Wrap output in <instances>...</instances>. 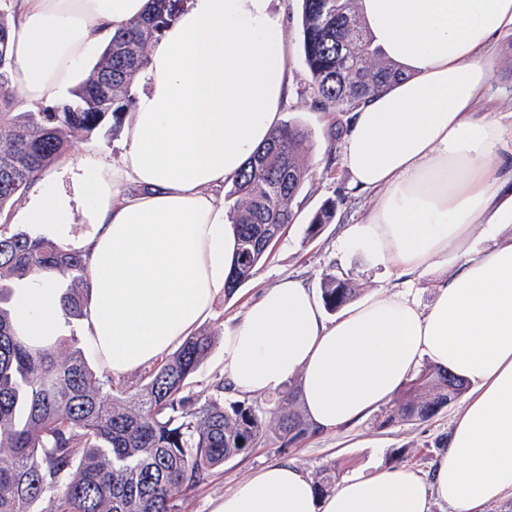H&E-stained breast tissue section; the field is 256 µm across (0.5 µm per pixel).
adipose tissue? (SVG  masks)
Returning a JSON list of instances; mask_svg holds the SVG:
<instances>
[{
  "mask_svg": "<svg viewBox=\"0 0 512 512\" xmlns=\"http://www.w3.org/2000/svg\"><path fill=\"white\" fill-rule=\"evenodd\" d=\"M12 83L27 105L51 103L148 0H15ZM359 13L401 78L352 113L342 159L371 207L344 246L417 281L453 272L433 302L378 290L327 319L288 278L224 325L233 392L263 396L300 378L307 419L329 431L388 402L421 359L471 385L430 481L407 468L352 476L316 494L298 464H266L213 512H453L512 492V175L492 162L498 117L480 111L512 0H360ZM285 16L274 0H191L150 48L119 161L79 163L39 180L19 215L80 252L89 272L84 333L112 376L162 358L208 317L235 260L217 191L277 129L287 97ZM141 186L129 193L128 184ZM484 225L490 245L471 240ZM59 291L41 277L17 291L18 332L40 346L62 333Z\"/></svg>",
  "mask_w": 512,
  "mask_h": 512,
  "instance_id": "adipose-tissue-1",
  "label": "adipose tissue"
}]
</instances>
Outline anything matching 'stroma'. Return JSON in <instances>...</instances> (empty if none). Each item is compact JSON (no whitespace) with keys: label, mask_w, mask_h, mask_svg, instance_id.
<instances>
[{"label":"stroma","mask_w":512,"mask_h":512,"mask_svg":"<svg viewBox=\"0 0 512 512\" xmlns=\"http://www.w3.org/2000/svg\"><path fill=\"white\" fill-rule=\"evenodd\" d=\"M286 15L290 92L281 116L310 134L306 153L309 177L295 200V223L286 228L254 277L234 295H220L211 315L199 325L200 330L213 337L211 350L190 384L192 393L203 402L218 395L215 387L224 380L225 318L242 312L245 304L263 288L290 275L316 290L330 269L350 279L362 298L378 288L390 289L397 282L390 268L370 265L356 250L339 245L345 227L363 221L368 210L366 200L350 188L351 177L341 160V141L329 137L330 127H347L350 115L311 108L310 77L301 45L300 0H288ZM490 85L487 108L512 131V35L500 38L495 46ZM329 199L338 202L333 223L323 225L318 235L307 236L311 215ZM462 406L463 401L458 398L428 421L389 426L384 425V410L379 407L353 425L313 435L290 446L288 451L274 446L254 449L248 455L226 461L204 484L190 491L184 503L185 512H211L214 500L237 487L264 464L276 460L294 462L313 477L330 464L337 467L344 479L400 466L430 477L436 461L447 451L452 423Z\"/></svg>","instance_id":"obj_1"}]
</instances>
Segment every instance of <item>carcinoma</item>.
<instances>
[{
	"label": "carcinoma",
	"mask_w": 512,
	"mask_h": 512,
	"mask_svg": "<svg viewBox=\"0 0 512 512\" xmlns=\"http://www.w3.org/2000/svg\"><path fill=\"white\" fill-rule=\"evenodd\" d=\"M184 0H152L147 16L126 23L70 98L18 111L9 51L13 0H0V512H183V496L212 470L255 448L292 444L316 434L295 409L298 390L280 392L270 408L256 400L196 406L190 379L212 347L206 333L188 337L130 392L103 391L80 348L61 358L14 330L7 307L19 282L34 274L66 279L59 310L66 320L88 314L86 262L77 252L17 231L12 204L40 180L79 137L104 128L116 133L134 105L132 85L149 50L183 10ZM358 0H302V47L313 106L349 112L399 72L374 46L357 16ZM309 133L282 124L232 183L226 213L237 230L236 260L225 292L250 281L286 225L308 176ZM336 217L324 202L308 222L317 235ZM321 298L334 312L357 295L336 271L321 280ZM465 390L447 369L426 363L385 411L388 425L427 421ZM339 478L324 467L314 482L324 495Z\"/></svg>",
	"instance_id": "carcinoma-1"
}]
</instances>
